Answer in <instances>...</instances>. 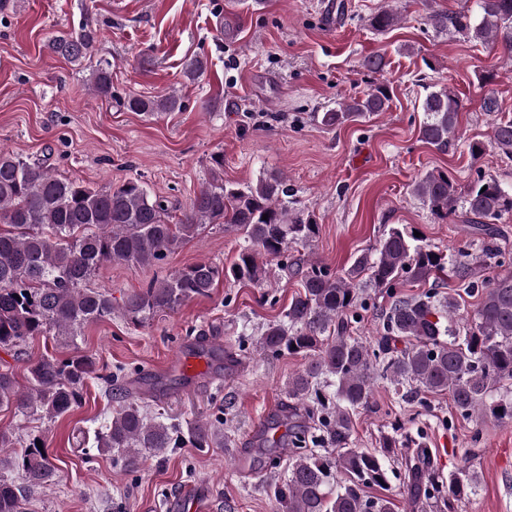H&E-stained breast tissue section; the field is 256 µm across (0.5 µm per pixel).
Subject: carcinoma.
I'll return each instance as SVG.
<instances>
[{
	"instance_id": "cac0c4a2",
	"label": "carcinoma",
	"mask_w": 512,
	"mask_h": 512,
	"mask_svg": "<svg viewBox=\"0 0 512 512\" xmlns=\"http://www.w3.org/2000/svg\"><path fill=\"white\" fill-rule=\"evenodd\" d=\"M428 19L441 31L512 54V0H477L474 11L434 10ZM399 20L398 12L387 5L367 23L385 33ZM97 43L98 30L87 23L75 35L50 37L47 47L80 64L95 55ZM361 67L379 74L386 67L385 56L371 54ZM87 84L97 96L112 98V64H96ZM423 88L425 119L419 134L446 151L457 134L459 98L448 86L425 83ZM390 100L389 87L378 83L317 120L332 130L386 111ZM121 105L155 116L181 110L182 101L171 92L130 95ZM489 146L512 157V120L495 123L489 140H471L468 151L477 160ZM292 193L279 174L266 173L252 183L226 182L224 159L216 156L208 180L179 222L172 224L167 201L151 195L139 180L96 188L58 178L44 163L0 149V349L19 358L30 338L51 331L74 341L84 326L112 318V294L87 286L103 264L155 266L194 239L204 225L222 224L224 231L240 234L245 242L231 266L201 261L154 279L126 295L122 315L143 325L158 313L209 295L222 278L263 287L273 263L300 277L301 291L291 299L284 318L268 324L257 340V350L264 355L288 353L306 360L288 380V403L281 410L282 420L288 422L289 467L288 478L274 491L277 512H392L391 501L371 496L366 489L387 487L396 441L385 439L377 452L350 447V412L368 405L378 379L389 381L397 392L408 385L416 392L446 393L464 419L489 416L512 422V396L496 395L498 389L512 386V272L484 276L504 263L494 225L512 215V192L483 176L461 194L452 174L427 172L414 183V195L436 215L452 213L462 202L479 248L449 258L406 228L394 226L376 248L357 255L341 274L318 262L305 269L288 264V251L310 246L319 232L313 215L288 210ZM448 267L469 292L481 295L463 329L456 320L454 297L434 288L414 297L396 292L406 281L425 284ZM365 288L384 289L391 297L380 317L384 334L372 348L351 336L352 325L366 311ZM398 342L404 347H397ZM24 364L30 383L26 391L17 388L12 370L0 369V408L11 406L23 415L53 419L81 401L87 381L102 379L112 388L114 375H101L92 354L46 355ZM188 435L198 448L224 438L218 428L200 421ZM180 441L177 426L149 418L143 401L129 391L110 423L95 431L96 448L122 453V467L132 473L142 465V451H163ZM317 443L332 451L313 452L309 445ZM412 444L404 454L403 480L413 485L424 478V494L434 499L442 485L435 475H423V443L414 439ZM2 470L14 471L17 477L0 474V512H24L31 491L52 484L56 475L54 463L36 442L17 452L1 432ZM339 472L345 474L341 482ZM475 488L476 474L465 459L449 480L448 499L465 500Z\"/></svg>"
}]
</instances>
